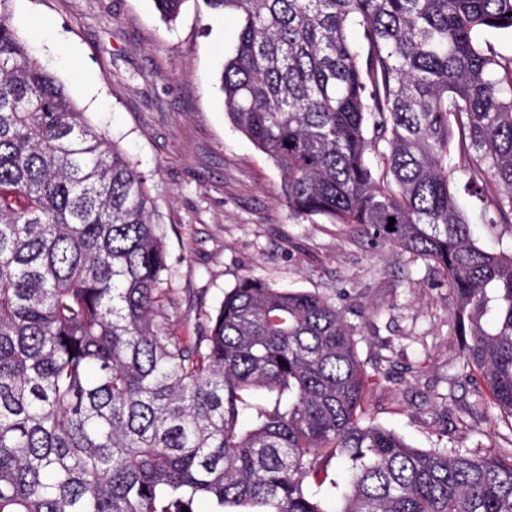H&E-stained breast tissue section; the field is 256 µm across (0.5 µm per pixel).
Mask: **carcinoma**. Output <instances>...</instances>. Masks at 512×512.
Segmentation results:
<instances>
[{
	"mask_svg": "<svg viewBox=\"0 0 512 512\" xmlns=\"http://www.w3.org/2000/svg\"><path fill=\"white\" fill-rule=\"evenodd\" d=\"M10 2L0 512H512V451L414 448L367 416L357 327L326 297L245 277L204 329L161 334L168 267L146 178L33 54ZM152 2L173 22L191 0ZM202 3L240 19L224 106L279 170L290 213L434 263L463 367L486 388L469 415L499 409L512 443V248L480 243L452 164L457 133L475 154L467 184L512 223V56L484 38L512 30V0Z\"/></svg>",
	"mask_w": 512,
	"mask_h": 512,
	"instance_id": "carcinoma-1",
	"label": "carcinoma"
}]
</instances>
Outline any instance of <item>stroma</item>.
Returning a JSON list of instances; mask_svg holds the SVG:
<instances>
[{
  "mask_svg": "<svg viewBox=\"0 0 512 512\" xmlns=\"http://www.w3.org/2000/svg\"><path fill=\"white\" fill-rule=\"evenodd\" d=\"M13 25L79 109L148 178L169 273L154 320L186 335L241 278L319 293L359 330L374 423L416 448L499 451L496 414L468 423L456 295L432 262L358 226L293 217L277 168L225 113L238 21L152 0H13Z\"/></svg>",
  "mask_w": 512,
  "mask_h": 512,
  "instance_id": "35a3bbf8",
  "label": "stroma"
}]
</instances>
